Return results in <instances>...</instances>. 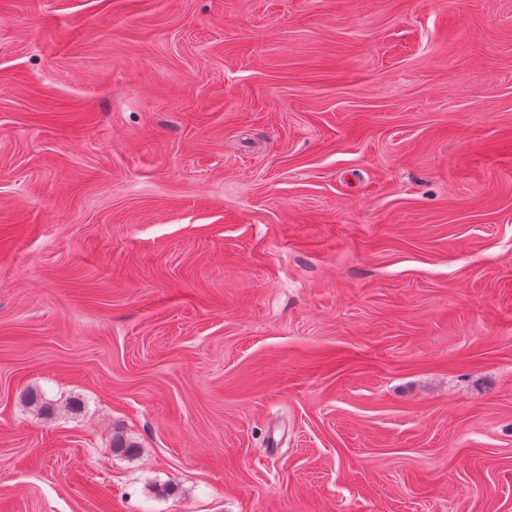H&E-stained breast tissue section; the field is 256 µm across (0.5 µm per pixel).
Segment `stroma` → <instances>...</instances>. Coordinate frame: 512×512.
<instances>
[{"instance_id": "1", "label": "stroma", "mask_w": 512, "mask_h": 512, "mask_svg": "<svg viewBox=\"0 0 512 512\" xmlns=\"http://www.w3.org/2000/svg\"><path fill=\"white\" fill-rule=\"evenodd\" d=\"M0 512H512V0H0Z\"/></svg>"}]
</instances>
